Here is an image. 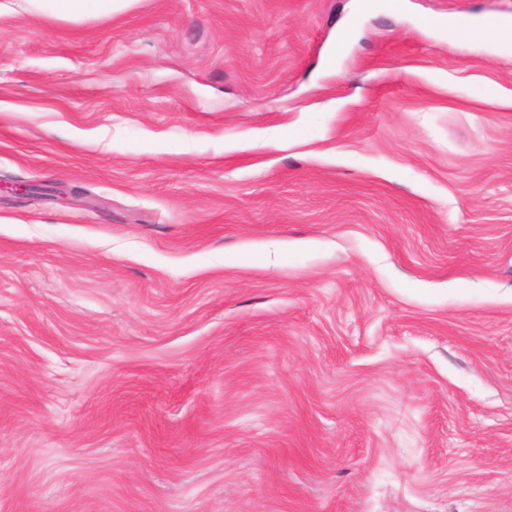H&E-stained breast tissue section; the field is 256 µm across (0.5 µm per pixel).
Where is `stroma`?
<instances>
[{"label":"stroma","mask_w":512,"mask_h":512,"mask_svg":"<svg viewBox=\"0 0 512 512\" xmlns=\"http://www.w3.org/2000/svg\"><path fill=\"white\" fill-rule=\"evenodd\" d=\"M8 5L0 512H512V0ZM114 1L119 0H24L32 11L66 21L112 13ZM448 32L451 33L453 37L460 40H464L461 37V32H466L468 37L465 40L488 38L502 44L512 43V22L509 20L501 21L494 28H489L487 24H482L479 20H473L462 28H459L458 26L455 28H448Z\"/></svg>","instance_id":"stroma-1"}]
</instances>
